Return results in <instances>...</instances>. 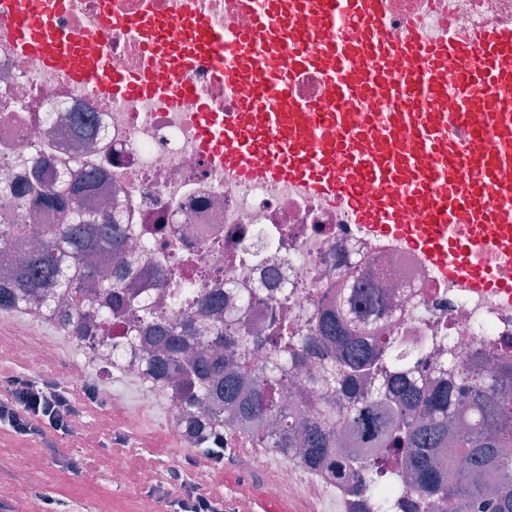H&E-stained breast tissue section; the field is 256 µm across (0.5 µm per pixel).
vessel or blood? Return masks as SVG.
I'll list each match as a JSON object with an SVG mask.
<instances>
[{"label": "vessel or blood", "instance_id": "1", "mask_svg": "<svg viewBox=\"0 0 512 512\" xmlns=\"http://www.w3.org/2000/svg\"><path fill=\"white\" fill-rule=\"evenodd\" d=\"M232 4L247 27L199 11L113 9L110 28L139 37L151 61L131 75L112 69L109 47L86 56L82 34L60 26L58 0H0L21 57L118 99L197 98L190 74L208 59L239 96L236 111L204 104L197 115L202 146L226 172L346 204L355 223L407 241L441 276L497 287L445 228L492 224L512 248V25L451 39L413 25L394 39L387 0ZM301 73L318 75L315 97L296 91ZM236 512L298 508L253 496Z\"/></svg>", "mask_w": 512, "mask_h": 512}]
</instances>
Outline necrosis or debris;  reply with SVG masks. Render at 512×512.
<instances>
[{
  "label": "necrosis or debris",
  "mask_w": 512,
  "mask_h": 512,
  "mask_svg": "<svg viewBox=\"0 0 512 512\" xmlns=\"http://www.w3.org/2000/svg\"><path fill=\"white\" fill-rule=\"evenodd\" d=\"M138 4L68 0L59 23L83 33L84 51L93 56L101 47L97 31L113 8ZM489 21L512 24V0H389L395 38L410 22L431 34L451 35ZM191 80L215 110H234V95L209 65H197ZM49 112L89 113L104 135L92 148L77 146L50 132ZM40 154L48 181L93 164L99 179L90 203L109 202L131 225V253L141 265H162L228 298L245 309L249 323L271 327L283 299L290 323L307 333L317 311L335 299L343 271L352 267L359 280L387 286L383 329L400 341L418 378L453 381L462 361L493 374L512 365V249L498 247L491 225L476 231L471 260L492 267L499 287L471 288L442 278L418 249L354 223L346 205L225 173L200 145L194 102L174 108L154 99L116 101L37 60L20 59L0 13V178L24 176L28 159ZM48 318L44 310L26 314L12 342L29 363L64 349L59 337L43 333ZM81 353L82 366L71 372L75 380H82L88 366L116 370L142 382L141 406L178 409L174 394L145 369L137 345L115 353L92 335ZM249 464L270 473L263 486L267 498L312 485L321 495L335 496L339 512H363L361 500L346 497L326 473L264 448L252 451Z\"/></svg>",
  "instance_id": "obj_1"
}]
</instances>
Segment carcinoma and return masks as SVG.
Returning <instances> with one entry per match:
<instances>
[{
	"label": "carcinoma",
	"mask_w": 512,
	"mask_h": 512,
	"mask_svg": "<svg viewBox=\"0 0 512 512\" xmlns=\"http://www.w3.org/2000/svg\"><path fill=\"white\" fill-rule=\"evenodd\" d=\"M66 125L90 141L100 135L84 112L69 113ZM97 179L95 169L80 167L51 184L38 176L0 180V204L22 210L31 198L56 215L45 224L22 218L0 228V247L13 237L38 244L0 277V310L55 308L76 342L88 332L106 345L144 334L141 359L175 392L199 454L229 452L230 431L310 466H329L340 485L360 481L354 491L367 512H398L397 480L415 496L412 512H428L436 500L453 501L456 512H512V402L497 377L463 363L455 384L407 379L403 353L380 355L381 332L368 329L383 311L382 289L359 281L350 295L337 293L336 306L303 336L286 315L266 336L246 327L232 302L204 292L189 298L185 287L175 293L185 311L171 324L141 288L129 229L111 209L85 204ZM114 325L124 336H112ZM252 346L266 352L264 364L254 362ZM296 375L349 405L329 422L307 415L309 390L288 405L281 393ZM439 448L454 450L461 479L448 476Z\"/></svg>",
	"instance_id": "obj_1"
}]
</instances>
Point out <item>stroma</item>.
I'll return each instance as SVG.
<instances>
[{"mask_svg": "<svg viewBox=\"0 0 512 512\" xmlns=\"http://www.w3.org/2000/svg\"><path fill=\"white\" fill-rule=\"evenodd\" d=\"M21 325L15 313L0 311V373H20L36 378L53 379L68 384L70 368L79 359L77 346L56 358L34 366L18 359L10 350V337ZM103 384L111 400L110 407L99 408L89 404L84 416L91 425L108 419L112 428L123 435L130 447L151 456L154 468L166 473L178 466L179 461L168 455L166 435L173 422L171 410L163 404L145 412L141 421L128 425L132 413L140 412V384L127 376L113 372L104 378ZM236 449L225 458L224 467L216 473L211 491L224 499L237 498L245 492L260 493L264 475L251 472L246 464V450L252 442L245 437H235ZM14 458L18 466L0 472V494L12 499L14 512H39V495L61 500V512H174L173 499L164 484L143 480L142 476L130 475L125 486L112 485L107 472H100L87 480L69 472L63 463L44 456L40 442L16 440L0 432V457ZM37 457L41 460L39 471H29L25 463Z\"/></svg>", "mask_w": 512, "mask_h": 512, "instance_id": "obj_1", "label": "stroma"}]
</instances>
